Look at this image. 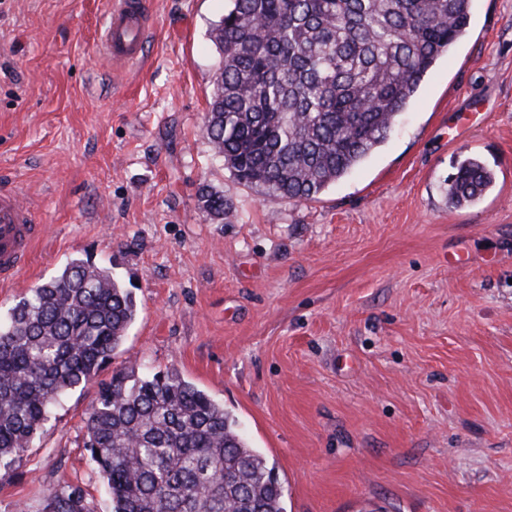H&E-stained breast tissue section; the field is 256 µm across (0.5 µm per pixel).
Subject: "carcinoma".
Returning <instances> with one entry per match:
<instances>
[{
  "instance_id": "carcinoma-1",
  "label": "carcinoma",
  "mask_w": 512,
  "mask_h": 512,
  "mask_svg": "<svg viewBox=\"0 0 512 512\" xmlns=\"http://www.w3.org/2000/svg\"><path fill=\"white\" fill-rule=\"evenodd\" d=\"M210 37L222 58L205 132L236 180L312 201L387 138L436 62L466 32L472 0H229ZM495 182L459 163L448 206ZM219 224L224 193L204 189ZM136 304L108 269L73 259L0 318V471L19 463L58 399L112 360ZM83 447L112 512H284L266 460L203 391L171 369L118 371L100 388ZM42 512H93L78 487Z\"/></svg>"
}]
</instances>
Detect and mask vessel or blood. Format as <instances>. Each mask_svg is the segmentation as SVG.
<instances>
[{
  "instance_id": "vessel-or-blood-1",
  "label": "vessel or blood",
  "mask_w": 512,
  "mask_h": 512,
  "mask_svg": "<svg viewBox=\"0 0 512 512\" xmlns=\"http://www.w3.org/2000/svg\"><path fill=\"white\" fill-rule=\"evenodd\" d=\"M152 18L143 0H113L103 50L113 64L138 63L150 38ZM41 228L14 186L0 182V280H11L25 265Z\"/></svg>"
}]
</instances>
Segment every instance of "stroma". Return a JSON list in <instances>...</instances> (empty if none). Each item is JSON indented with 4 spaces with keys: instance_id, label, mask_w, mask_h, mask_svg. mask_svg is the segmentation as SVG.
I'll use <instances>...</instances> for the list:
<instances>
[{
    "instance_id": "obj_1",
    "label": "stroma",
    "mask_w": 512,
    "mask_h": 512,
    "mask_svg": "<svg viewBox=\"0 0 512 512\" xmlns=\"http://www.w3.org/2000/svg\"><path fill=\"white\" fill-rule=\"evenodd\" d=\"M110 2L0 0V180L42 228L0 312L86 257L137 304L108 369L0 473V512L76 486L110 512L85 418L131 367L223 406L285 512H512V0H473L386 141L298 203L238 183L204 132L228 0H145L125 70L102 50ZM468 153L496 183L452 208ZM199 202L201 208L210 216L217 224L224 223L233 212L232 202L224 198V193L209 189H203L200 193Z\"/></svg>"
}]
</instances>
